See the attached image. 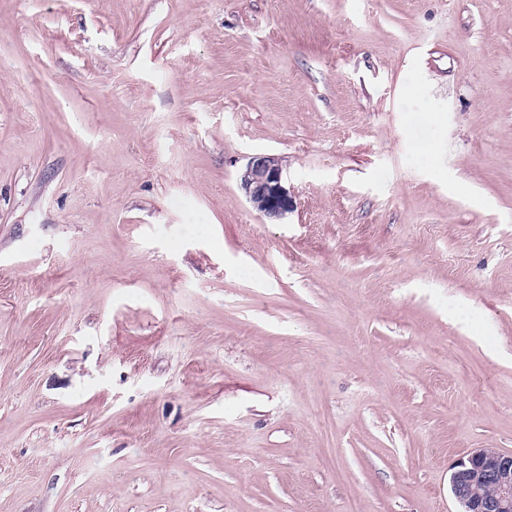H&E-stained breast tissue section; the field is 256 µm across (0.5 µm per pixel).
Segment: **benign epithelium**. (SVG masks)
Masks as SVG:
<instances>
[{
  "label": "benign epithelium",
  "mask_w": 512,
  "mask_h": 512,
  "mask_svg": "<svg viewBox=\"0 0 512 512\" xmlns=\"http://www.w3.org/2000/svg\"><path fill=\"white\" fill-rule=\"evenodd\" d=\"M240 187L251 207L266 218L280 219L293 208L283 184L281 160L274 155L250 158ZM478 484L493 492L476 495ZM450 487L458 512H512V453L480 448L468 454L453 465Z\"/></svg>",
  "instance_id": "7a95c632"
}]
</instances>
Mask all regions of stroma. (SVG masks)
I'll use <instances>...</instances> for the list:
<instances>
[{"mask_svg": "<svg viewBox=\"0 0 512 512\" xmlns=\"http://www.w3.org/2000/svg\"><path fill=\"white\" fill-rule=\"evenodd\" d=\"M480 448L512 0H0V512H457ZM240 187L251 207L269 219H281L293 208L283 184L281 160L274 155L250 158L240 177Z\"/></svg>", "mask_w": 512, "mask_h": 512, "instance_id": "35a3bbf8", "label": "stroma"}]
</instances>
